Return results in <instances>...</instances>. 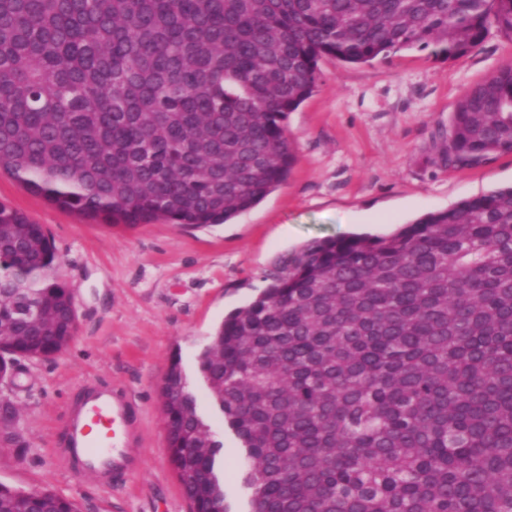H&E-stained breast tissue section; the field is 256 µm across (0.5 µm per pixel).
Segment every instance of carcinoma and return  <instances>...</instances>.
<instances>
[{
  "label": "carcinoma",
  "instance_id": "cac0c4a2",
  "mask_svg": "<svg viewBox=\"0 0 512 512\" xmlns=\"http://www.w3.org/2000/svg\"><path fill=\"white\" fill-rule=\"evenodd\" d=\"M512 0H0V170L107 223L207 227L296 163L285 120L319 61L432 45L449 59ZM512 152V62L459 103L450 168ZM43 227L0 204V384L70 343L72 296ZM198 370L247 455L255 512H512V186L388 236L306 245L224 319ZM195 512H228L180 360L162 385ZM14 402L0 395V433ZM0 512H76L0 482Z\"/></svg>",
  "mask_w": 512,
  "mask_h": 512
}]
</instances>
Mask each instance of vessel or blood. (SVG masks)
Here are the masks:
<instances>
[{"instance_id": "b4317fda", "label": "vessel or blood", "mask_w": 512, "mask_h": 512, "mask_svg": "<svg viewBox=\"0 0 512 512\" xmlns=\"http://www.w3.org/2000/svg\"><path fill=\"white\" fill-rule=\"evenodd\" d=\"M135 411L115 390L99 384L83 390L67 420L58 458L69 471L115 484L136 468Z\"/></svg>"}]
</instances>
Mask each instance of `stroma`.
<instances>
[{
    "label": "stroma",
    "mask_w": 512,
    "mask_h": 512,
    "mask_svg": "<svg viewBox=\"0 0 512 512\" xmlns=\"http://www.w3.org/2000/svg\"><path fill=\"white\" fill-rule=\"evenodd\" d=\"M510 61L512 38L494 30L454 60L428 49L367 65L322 58L317 87L285 121L297 154L290 177L225 224L109 226L59 209L0 172V203L41 224L52 240L78 321L66 349L19 365L14 438L0 435V482L51 489L77 512H192L171 461L162 397L177 357L198 415L223 445L229 510L250 512L247 461L207 394L198 354L222 320L258 297L306 244L386 236L426 213L511 186L512 153L458 170L439 157L459 101ZM92 380L123 390L138 413L132 452L143 467L113 486L81 480L55 458L69 406Z\"/></svg>",
    "instance_id": "35a3bbf8"
}]
</instances>
